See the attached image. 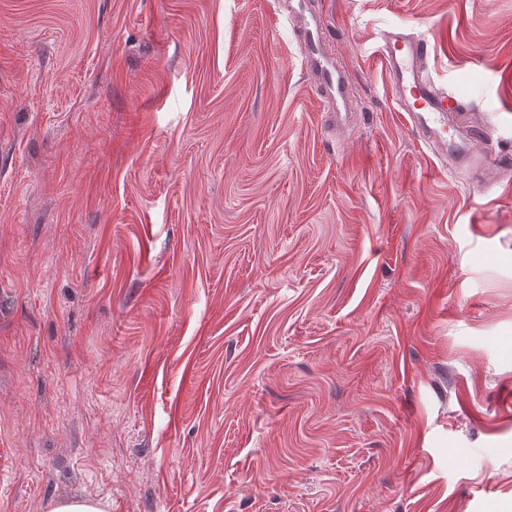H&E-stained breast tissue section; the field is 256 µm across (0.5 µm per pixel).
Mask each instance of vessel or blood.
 <instances>
[{
	"label": "vessel or blood",
	"instance_id": "obj_1",
	"mask_svg": "<svg viewBox=\"0 0 512 512\" xmlns=\"http://www.w3.org/2000/svg\"><path fill=\"white\" fill-rule=\"evenodd\" d=\"M300 32L305 42V59L319 83L336 101L348 100V79L329 54L323 24L316 18H303ZM377 55L381 59L400 111L406 112L422 140L436 157L449 167L467 166L475 174L487 167L501 170L512 163L507 158L483 149L484 130L472 127L462 150L455 151L448 140V116L464 109V97L436 88L427 75L424 61L427 44L405 33L393 30L383 35Z\"/></svg>",
	"mask_w": 512,
	"mask_h": 512
}]
</instances>
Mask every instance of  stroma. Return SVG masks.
<instances>
[{"label":"stroma","instance_id":"obj_1","mask_svg":"<svg viewBox=\"0 0 512 512\" xmlns=\"http://www.w3.org/2000/svg\"><path fill=\"white\" fill-rule=\"evenodd\" d=\"M0 0V512H512V0ZM304 3V0H291L289 8L291 13H299L300 32L305 42V59L314 77L336 100V103L341 102L346 109L349 97L346 73L336 66L335 60L328 53L324 25L319 19L315 17L308 19L302 14ZM376 53L384 65L400 112H406L436 157L443 158L445 164L448 161L449 168L467 166L477 176L489 166L507 170L506 157L485 147L478 148L484 143V130L479 125L472 127L461 151L449 148L454 139L448 140V114L463 111L464 96L436 88L424 67L428 54L425 41L393 30L383 35ZM49 512H109V502L103 498H70L56 501Z\"/></svg>","mask_w":512,"mask_h":512}]
</instances>
